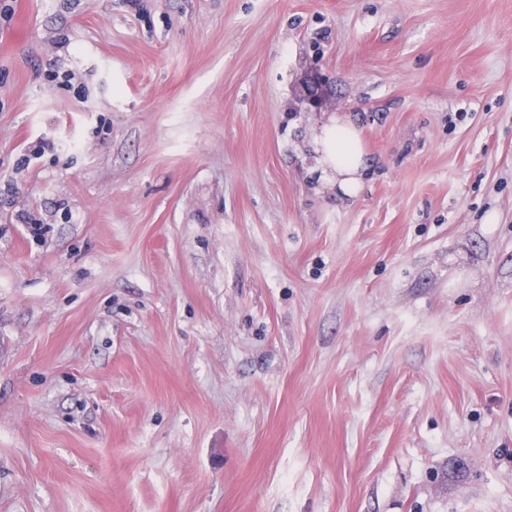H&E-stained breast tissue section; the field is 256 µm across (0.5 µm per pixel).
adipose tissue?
<instances>
[{
	"label": "adipose tissue",
	"mask_w": 512,
	"mask_h": 512,
	"mask_svg": "<svg viewBox=\"0 0 512 512\" xmlns=\"http://www.w3.org/2000/svg\"><path fill=\"white\" fill-rule=\"evenodd\" d=\"M317 168L323 180L334 182L343 195L358 193L364 146L358 128L335 118L313 139Z\"/></svg>",
	"instance_id": "1"
}]
</instances>
